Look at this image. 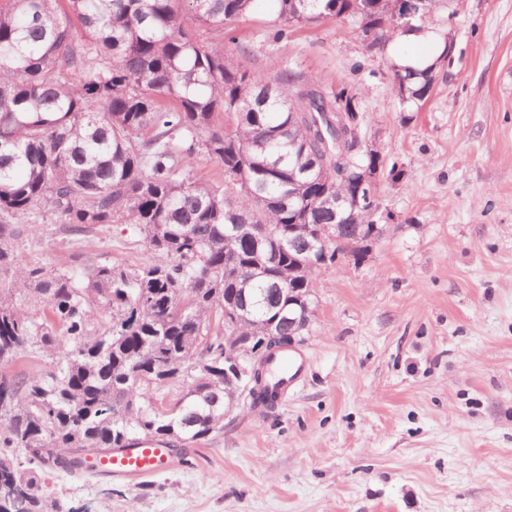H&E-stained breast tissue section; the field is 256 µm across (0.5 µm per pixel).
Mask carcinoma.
Segmentation results:
<instances>
[{"instance_id":"carcinoma-1","label":"carcinoma","mask_w":512,"mask_h":512,"mask_svg":"<svg viewBox=\"0 0 512 512\" xmlns=\"http://www.w3.org/2000/svg\"><path fill=\"white\" fill-rule=\"evenodd\" d=\"M0 0V478L22 489L13 512H46L45 475H74L83 452L139 441L195 443L224 427V350L213 327L241 299V336H260L290 288L335 263L336 245L296 256L306 241L290 224H329L350 239L379 219V188L351 199L362 169L386 165L365 140L344 139L342 112L368 117L346 81L326 91L294 70L265 78L232 59L237 24L258 6L275 14L272 41L323 18L362 25L387 43L399 0ZM206 29L215 39L201 38ZM440 53L424 68L394 65L402 104L421 106ZM224 123H219V117ZM207 156L238 187L199 178ZM59 224L73 235L133 224L155 259L133 268L80 264L49 271L13 250L19 225ZM230 224L281 227L292 246L236 242L241 269L224 271ZM210 341L195 347V337ZM49 359L50 371L38 363ZM182 393L166 399L161 386Z\"/></svg>"}]
</instances>
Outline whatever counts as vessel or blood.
<instances>
[{
    "mask_svg": "<svg viewBox=\"0 0 512 512\" xmlns=\"http://www.w3.org/2000/svg\"><path fill=\"white\" fill-rule=\"evenodd\" d=\"M304 367L302 356L290 349L280 351L268 363L267 369L272 376L270 385L278 400H285L296 389ZM176 461L170 448L147 443L99 459L94 470L106 479L140 481L169 470Z\"/></svg>",
    "mask_w": 512,
    "mask_h": 512,
    "instance_id": "vessel-or-blood-1",
    "label": "vessel or blood"
}]
</instances>
